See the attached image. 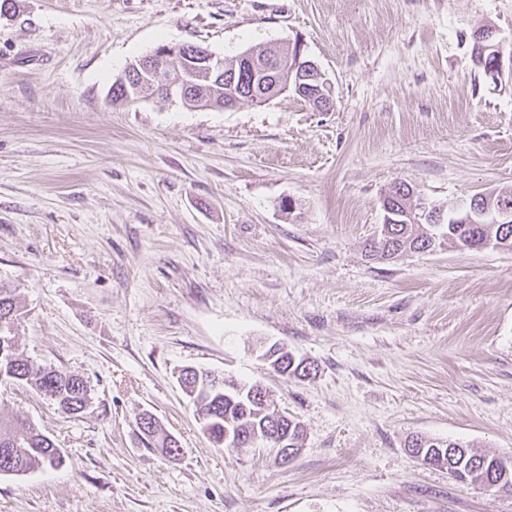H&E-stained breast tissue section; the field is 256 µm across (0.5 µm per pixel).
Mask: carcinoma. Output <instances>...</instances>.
<instances>
[{
  "instance_id": "cac0c4a2",
  "label": "carcinoma",
  "mask_w": 512,
  "mask_h": 512,
  "mask_svg": "<svg viewBox=\"0 0 512 512\" xmlns=\"http://www.w3.org/2000/svg\"><path fill=\"white\" fill-rule=\"evenodd\" d=\"M486 44L474 38L472 57L474 65L484 71L492 64L490 52L485 50ZM189 54L172 55L162 62V69L172 80L190 82L189 105L192 107L221 108L225 99L224 75L214 76L209 80L200 81L191 77L194 68L193 59L199 58L208 49L200 45H192ZM257 58L274 61L279 67L280 82L269 84L264 94L258 99L241 98V103H255L263 99L273 98L281 94L288 83L293 68L296 66L297 55L288 54L284 46H265L253 49ZM476 223L461 224L457 221L454 208H448L441 224H394L390 235L385 241L367 243L368 256L377 260H385L398 252L423 251L425 243L433 241L437 245L446 244L451 248L477 250L485 243L492 247L512 250V225L490 224L488 218L475 216ZM20 317L15 289L0 283V378L13 383L28 385L46 396L63 411L77 414L83 411L89 401V389L86 381L78 375L64 370L41 366L25 358L18 352L15 336L3 331L15 324ZM184 384L186 390L196 394L200 399L204 414L207 415L208 438L214 446L224 447V428L235 427L249 436L254 433L272 437L279 431H288V447L298 448L304 435L301 423L296 419L289 421L279 417L280 410L267 391H259L257 395L240 394L231 388L222 386L213 388L208 372L204 369L188 367L185 369ZM138 436L146 448H158L170 457L178 448L168 446V434L164 433L155 420H149L144 426L137 427ZM464 448L466 456L448 455L445 460L451 462L448 475L453 478L471 477L470 484L499 491L497 486L503 474L501 457L489 455L474 447L450 440L415 435L407 442V448L413 452L422 450L438 455L439 451L451 448ZM64 456L54 441L37 431L28 421L16 419L0 422V473H26L43 467H59Z\"/></svg>"
}]
</instances>
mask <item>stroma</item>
<instances>
[{
    "label": "stroma",
    "instance_id": "stroma-1",
    "mask_svg": "<svg viewBox=\"0 0 512 512\" xmlns=\"http://www.w3.org/2000/svg\"><path fill=\"white\" fill-rule=\"evenodd\" d=\"M512 42V0H12L0 11V282L18 349L81 376L68 414L0 384L65 462L0 474V512H512V493L414 458L425 435L512 456V251L392 262L365 243L391 184L451 206L512 185V83L471 61ZM300 41L334 106L292 93L188 109L110 101L158 45L230 58ZM279 344L314 363L285 377ZM258 382L304 427L214 447L186 367ZM151 412L181 446L144 448Z\"/></svg>",
    "mask_w": 512,
    "mask_h": 512
}]
</instances>
